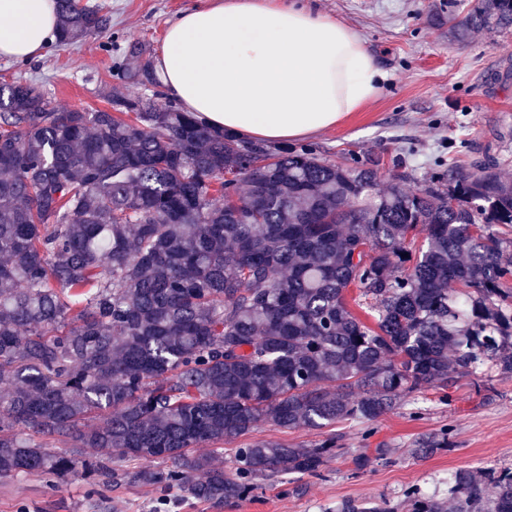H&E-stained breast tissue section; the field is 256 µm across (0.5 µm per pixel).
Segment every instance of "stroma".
Instances as JSON below:
<instances>
[{
	"label": "stroma",
	"instance_id": "1",
	"mask_svg": "<svg viewBox=\"0 0 512 512\" xmlns=\"http://www.w3.org/2000/svg\"><path fill=\"white\" fill-rule=\"evenodd\" d=\"M82 2L109 15V27L37 60L1 58L0 86L23 80L57 108H106L102 91L117 61L136 43L157 56L168 24L190 0ZM317 4L364 39L388 80L361 111L308 139L309 147L352 166L378 162L383 184L399 176L409 189L449 164L480 160L494 161L512 179V30L484 31L459 46L448 39L445 0ZM443 431L446 451L412 456L419 437ZM331 435L341 453L320 475L296 483L271 476L248 497L220 507L150 486L71 477L53 491L34 478L0 482V512H336L347 500H384L394 512H407L405 494L413 488L447 498L448 475L457 468H512V376H476L447 401L431 388L404 396L371 428L344 421L331 430H283L263 423L251 437L313 447ZM379 448L389 456L377 457Z\"/></svg>",
	"mask_w": 512,
	"mask_h": 512
}]
</instances>
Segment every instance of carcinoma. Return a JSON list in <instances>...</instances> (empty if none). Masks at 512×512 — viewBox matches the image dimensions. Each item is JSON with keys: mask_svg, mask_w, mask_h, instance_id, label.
<instances>
[{"mask_svg": "<svg viewBox=\"0 0 512 512\" xmlns=\"http://www.w3.org/2000/svg\"><path fill=\"white\" fill-rule=\"evenodd\" d=\"M448 6L454 42L512 29V0ZM56 11V48L109 25L77 0ZM146 52L131 46L113 79L159 86ZM107 98L109 110L60 111L30 83L0 87V381L12 385L0 396V479L54 488L112 475L232 503L260 479L317 476L337 454L334 437L242 441L261 423L375 422L406 393L450 399L481 366L512 375V181L496 164L382 188L374 162ZM235 441L228 474L214 454ZM447 448L445 432L412 454ZM448 494L456 512H512V468H459ZM406 498L408 512L445 509L419 488Z\"/></svg>", "mask_w": 512, "mask_h": 512, "instance_id": "obj_1", "label": "carcinoma"}]
</instances>
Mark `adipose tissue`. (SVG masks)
<instances>
[{
  "label": "adipose tissue",
  "instance_id": "1",
  "mask_svg": "<svg viewBox=\"0 0 512 512\" xmlns=\"http://www.w3.org/2000/svg\"><path fill=\"white\" fill-rule=\"evenodd\" d=\"M54 0H0V58H41ZM165 92L215 127L286 143L334 128L382 91L362 37L313 0H192L168 26Z\"/></svg>",
  "mask_w": 512,
  "mask_h": 512
}]
</instances>
